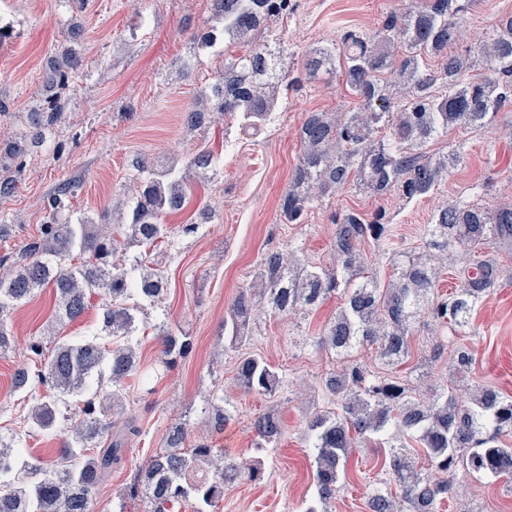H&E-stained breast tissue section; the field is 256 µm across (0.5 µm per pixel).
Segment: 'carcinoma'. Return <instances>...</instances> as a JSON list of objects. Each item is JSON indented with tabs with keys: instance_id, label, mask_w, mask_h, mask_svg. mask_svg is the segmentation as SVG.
<instances>
[{
	"instance_id": "carcinoma-1",
	"label": "carcinoma",
	"mask_w": 512,
	"mask_h": 512,
	"mask_svg": "<svg viewBox=\"0 0 512 512\" xmlns=\"http://www.w3.org/2000/svg\"><path fill=\"white\" fill-rule=\"evenodd\" d=\"M473 2L418 0L407 12L387 15L375 32L348 31L330 46L309 50L300 75L290 78L282 67L288 47L272 35L271 24L294 15L297 0H211L207 29L188 37L189 59L197 68L218 59L223 65L184 109L182 122L191 132L222 122L226 130L236 125L256 135L277 107L281 87L298 89L339 66L361 107L305 114L298 162L280 198V221L303 224L324 199L349 189L405 201L422 197L463 159L455 150L431 154L429 144L451 129H482L512 107V15L480 40L475 52L454 51L465 36L458 16ZM84 38L80 25L66 30L49 62L46 93L27 111H11L10 102L0 97V119L17 117L24 127L0 140V198L13 195L39 145L65 123L72 89L89 77L80 51ZM429 58L437 68L427 67ZM381 127L387 134L377 138ZM134 168L135 194L116 207L104 206L94 217L71 210L70 198L81 184L64 181L44 200L39 233L0 256V356L13 346L9 315L47 286L55 293V316L69 322L84 316L92 295L104 294L99 323L112 339L108 345L95 338L59 342L49 355L43 338L29 342L30 357L41 361L38 378L49 389L78 398V418L73 441L56 458L35 464L20 462V449L0 436V512H91L96 490L140 435L135 417L119 408L115 397L139 370L132 346L135 300L155 301L166 290L163 271L145 268V248L166 234L163 218L182 211L197 185L214 182L217 157L199 147L177 158L140 155ZM332 224L329 265L305 261L292 246L264 252L224 319L230 345L240 351L236 387L270 398L283 386V373L264 358L242 352L257 314L298 320L330 297L344 295L336 317L318 337L319 345L343 360L322 380L336 408L308 417L317 501L304 512H318V505L336 498L351 450L371 440L377 448H388L386 475L399 495L375 492L368 512H438L452 489L450 473L460 465L477 479L511 481L512 446L502 437L512 435V399L488 385L475 386L465 399L435 382L418 394L396 374L366 369L349 358V351L370 345L393 369L411 357L412 338L422 328L432 337L430 358L440 357L448 342L437 332L469 326L483 297L503 276L494 257L471 260L458 269L454 291L444 295L437 292L442 271L456 262L461 248L512 241V203L494 208L464 200L448 203L424 227L422 249L392 253L394 274L384 281L368 272L365 246L391 243L387 213L341 209L332 215ZM133 246L143 252L128 270L119 258ZM159 337L167 369L192 348L189 336L169 328ZM451 356L457 371H468L475 362L464 346L452 348ZM31 381L28 367L14 371V390L32 396L28 423L47 430L57 420L58 400L33 393ZM230 419L227 409L214 408L211 434L192 442L187 423H172L162 448L136 470L127 495L145 499V512H173L188 503L194 512H213L225 486L262 483L261 461L223 455L214 447L211 435L223 432ZM252 432L255 447L273 448L285 433L283 418L262 414ZM421 457L428 468L419 465Z\"/></svg>"
}]
</instances>
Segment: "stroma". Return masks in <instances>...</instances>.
I'll list each match as a JSON object with an SVG mask.
<instances>
[{
    "instance_id": "stroma-1",
    "label": "stroma",
    "mask_w": 512,
    "mask_h": 512,
    "mask_svg": "<svg viewBox=\"0 0 512 512\" xmlns=\"http://www.w3.org/2000/svg\"><path fill=\"white\" fill-rule=\"evenodd\" d=\"M410 4L299 0L296 14L282 25L291 48L284 70L299 73L302 55L312 47L337 40L348 30H376L388 13ZM209 8V0H85L83 10L76 11L60 7L57 0H0V11L15 20L13 32L0 40V94L13 101L15 111H24L30 97L43 90L50 53L62 42L68 22L85 28L83 53L94 73L73 92L62 148L45 143L14 194L0 199V217L14 226L10 236L0 239V255L15 251L37 233L45 216L44 199L64 180H82L72 205L77 212L93 214L130 190L137 156H176L204 145L219 160L216 184L199 189L187 209L165 219L167 237L151 258L162 264L167 290L162 299L146 304L136 336L148 367L159 354V325L180 328L190 336L193 349L157 380L131 377L124 382L126 405L137 416L141 433L130 444L124 465L114 469L95 494L92 512H144L143 499L126 495L137 466L161 447L176 419L187 420L192 435L207 432V399L219 387L230 403L232 419L223 433L214 435L215 446L241 459L262 457L266 477L258 485L225 488L217 512H302L316 494L306 417L326 407L320 379L339 364L318 347L316 335L341 300H327L298 325L269 314L257 319L251 350L281 368L291 381L272 401L243 394L235 386L234 354L224 349V318L231 299L250 282L267 250L296 244L312 260L329 262L334 234L329 216L335 210H386L395 242L411 249L418 246L423 226L448 202L466 198L488 207L512 203L511 109L498 113L483 130L455 129L430 143L432 153L462 150L464 162L428 196L405 202L345 191L324 199L305 224L281 223L279 199L297 163V132L305 113L352 112L360 103L337 71L289 92L256 137L226 135L218 126L187 131L181 113L211 78L206 68L184 70L187 33L203 30ZM509 13L512 0H476L459 22L486 35ZM204 206L215 212V222L203 225L197 234L182 235V225ZM491 254L506 275L456 338L472 351V370L458 372L443 361L432 363L429 370L433 380L452 388L481 383L512 396V244H497ZM104 301L103 295H93L83 318L59 327L52 324L54 298L47 288L12 312L13 349L0 356V433L23 425L28 415L31 401L13 390L11 377L18 366L28 364L32 337L50 329L61 341L99 335L98 310ZM75 404L71 397L59 401L53 430L33 429L22 436V460L55 457L71 438ZM275 406L286 430L278 448L261 454L253 444L251 423ZM383 463L380 449L356 448L341 490L319 512H367L374 485L386 478ZM455 479L465 490L440 512H512V491L505 484L475 480L462 467Z\"/></svg>"
}]
</instances>
